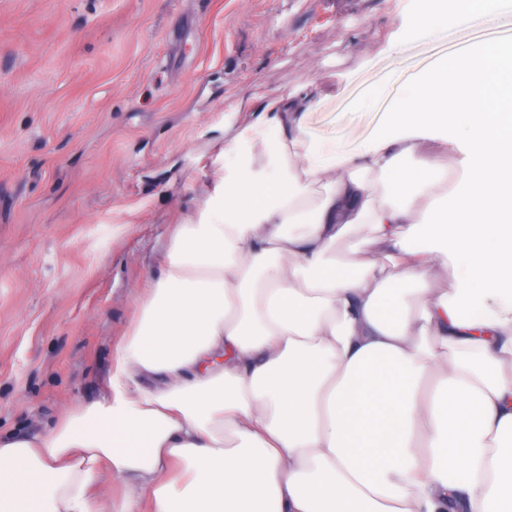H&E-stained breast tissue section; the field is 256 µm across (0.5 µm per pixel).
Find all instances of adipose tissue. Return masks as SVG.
<instances>
[{"mask_svg": "<svg viewBox=\"0 0 512 512\" xmlns=\"http://www.w3.org/2000/svg\"><path fill=\"white\" fill-rule=\"evenodd\" d=\"M407 2L388 43L512 12ZM318 97L255 103L225 139L108 401L0 436V512H105L114 481L119 512H512V39L371 89L357 110L388 106L351 154L310 134Z\"/></svg>", "mask_w": 512, "mask_h": 512, "instance_id": "adipose-tissue-1", "label": "adipose tissue"}]
</instances>
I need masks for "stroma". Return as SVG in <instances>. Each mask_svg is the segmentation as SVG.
<instances>
[{
  "label": "stroma",
  "instance_id": "stroma-1",
  "mask_svg": "<svg viewBox=\"0 0 512 512\" xmlns=\"http://www.w3.org/2000/svg\"><path fill=\"white\" fill-rule=\"evenodd\" d=\"M404 0H0V434L106 401L118 339L224 162V107L312 80L311 134L353 150L355 110L482 23L390 49Z\"/></svg>",
  "mask_w": 512,
  "mask_h": 512
}]
</instances>
